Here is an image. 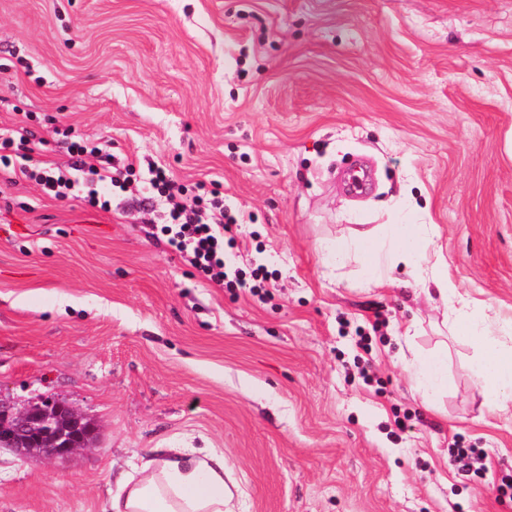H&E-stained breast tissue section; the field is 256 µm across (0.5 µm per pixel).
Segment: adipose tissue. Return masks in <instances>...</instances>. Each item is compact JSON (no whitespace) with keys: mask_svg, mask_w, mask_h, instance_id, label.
<instances>
[{"mask_svg":"<svg viewBox=\"0 0 512 512\" xmlns=\"http://www.w3.org/2000/svg\"><path fill=\"white\" fill-rule=\"evenodd\" d=\"M433 243L425 224H377L356 228L326 243L337 267L357 264L370 285L392 280L396 269H411L416 289L439 302L448 334L474 346L469 372L488 413L512 411V333L486 309L464 297L448 280L442 262H428ZM447 346L420 354L409 364L415 389L432 397L445 383ZM108 512H224V457L212 453L159 455L124 476L108 501Z\"/></svg>","mask_w":512,"mask_h":512,"instance_id":"ef3b65f1","label":"adipose tissue"}]
</instances>
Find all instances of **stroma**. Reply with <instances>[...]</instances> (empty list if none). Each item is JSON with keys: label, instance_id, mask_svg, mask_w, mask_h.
<instances>
[{"label": "stroma", "instance_id": "1", "mask_svg": "<svg viewBox=\"0 0 512 512\" xmlns=\"http://www.w3.org/2000/svg\"><path fill=\"white\" fill-rule=\"evenodd\" d=\"M24 117L36 165L67 167L73 134L140 188L155 165L219 189L247 218L228 266L275 279L264 300L208 282L119 189L103 211L0 176V400L97 431L64 462L0 449V512H102L159 448L222 452L232 512H512V416L487 413L473 348L410 273L367 285L320 247L431 225L512 327V0H0V130ZM443 342L431 403L405 367Z\"/></svg>", "mask_w": 512, "mask_h": 512}]
</instances>
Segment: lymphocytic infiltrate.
I'll use <instances>...</instances> for the list:
<instances>
[{
    "instance_id": "1",
    "label": "lymphocytic infiltrate",
    "mask_w": 512,
    "mask_h": 512,
    "mask_svg": "<svg viewBox=\"0 0 512 512\" xmlns=\"http://www.w3.org/2000/svg\"><path fill=\"white\" fill-rule=\"evenodd\" d=\"M32 136V131L21 124L1 133L0 166L13 168L15 177L34 182L50 198L67 199L76 186L85 183L89 186L86 203L104 210L109 203L99 198L96 184L124 188L131 182L133 165L118 170L96 166L94 160L101 157L102 150L84 140L67 142L66 150L71 157L67 169L13 167L11 148L18 142H30ZM149 184V192L141 198L140 204L146 209L164 210L167 222L160 231L172 250L216 285L244 290L258 298L266 296L269 274L263 268L254 269L247 276L238 272L230 277L225 272V249L236 243L234 228L239 220L225 208L218 192L188 196L186 187L160 168L153 170Z\"/></svg>"
}]
</instances>
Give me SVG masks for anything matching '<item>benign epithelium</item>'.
I'll return each mask as SVG.
<instances>
[{
    "mask_svg": "<svg viewBox=\"0 0 512 512\" xmlns=\"http://www.w3.org/2000/svg\"><path fill=\"white\" fill-rule=\"evenodd\" d=\"M93 429L72 407L44 399L15 411L0 402V445L31 460L65 459L88 446Z\"/></svg>",
    "mask_w": 512,
    "mask_h": 512,
    "instance_id": "1",
    "label": "benign epithelium"
}]
</instances>
